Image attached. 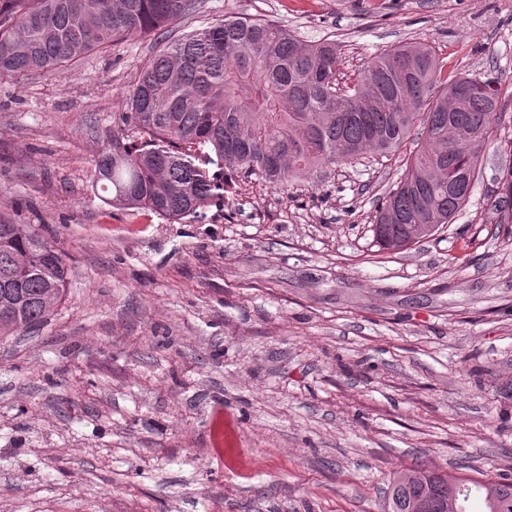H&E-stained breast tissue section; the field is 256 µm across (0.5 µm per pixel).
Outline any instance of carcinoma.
<instances>
[{"label":"carcinoma","mask_w":512,"mask_h":512,"mask_svg":"<svg viewBox=\"0 0 512 512\" xmlns=\"http://www.w3.org/2000/svg\"><path fill=\"white\" fill-rule=\"evenodd\" d=\"M198 0H0V78L70 65L113 42L158 31ZM336 40L308 41L264 18L228 16L166 45L139 71L128 111L95 150L92 184L117 209L170 224L238 195L236 175L287 188L367 156L391 159L409 139L396 188L376 209L382 250L437 232L468 203L495 121L498 79L453 80L426 44L399 45L340 85ZM216 166L210 171L209 166ZM496 223L512 224V166L497 177ZM33 224L0 211V335L40 326L65 300L69 267ZM512 512V476L478 479L427 467L389 480L382 512Z\"/></svg>","instance_id":"1"}]
</instances>
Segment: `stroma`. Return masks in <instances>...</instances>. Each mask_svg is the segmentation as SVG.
Listing matches in <instances>:
<instances>
[{
	"instance_id": "obj_1",
	"label": "stroma",
	"mask_w": 512,
	"mask_h": 512,
	"mask_svg": "<svg viewBox=\"0 0 512 512\" xmlns=\"http://www.w3.org/2000/svg\"><path fill=\"white\" fill-rule=\"evenodd\" d=\"M335 37L341 75L401 43L500 81L453 224L373 242L399 158L285 190L257 178L180 224L103 202L92 151L140 68L221 16ZM512 0H204L166 31L0 79V211L65 256V302L0 338V512H380L404 467L512 475ZM230 447H213L217 426ZM497 180L502 187L500 194L504 196L496 209V223L512 224V166L502 169Z\"/></svg>"
}]
</instances>
